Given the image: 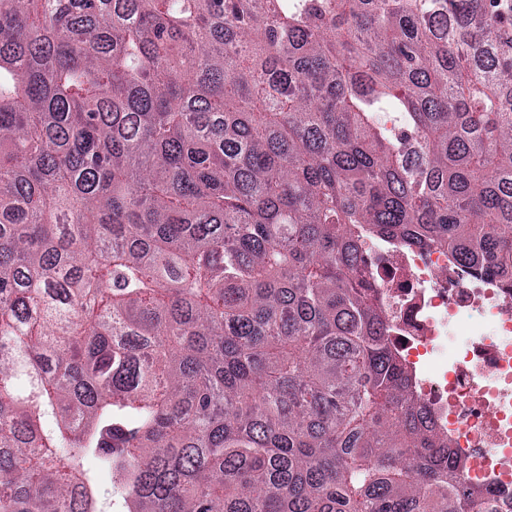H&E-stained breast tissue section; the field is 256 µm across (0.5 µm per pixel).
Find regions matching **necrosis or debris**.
Instances as JSON below:
<instances>
[{"label": "necrosis or debris", "instance_id": "necrosis-or-debris-1", "mask_svg": "<svg viewBox=\"0 0 512 512\" xmlns=\"http://www.w3.org/2000/svg\"><path fill=\"white\" fill-rule=\"evenodd\" d=\"M366 255L414 395L470 487L512 512V285L392 238L369 240Z\"/></svg>", "mask_w": 512, "mask_h": 512}]
</instances>
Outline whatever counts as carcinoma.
Instances as JSON below:
<instances>
[{"mask_svg": "<svg viewBox=\"0 0 512 512\" xmlns=\"http://www.w3.org/2000/svg\"><path fill=\"white\" fill-rule=\"evenodd\" d=\"M369 237L512 282V0H0V512H498Z\"/></svg>", "mask_w": 512, "mask_h": 512, "instance_id": "1", "label": "carcinoma"}]
</instances>
